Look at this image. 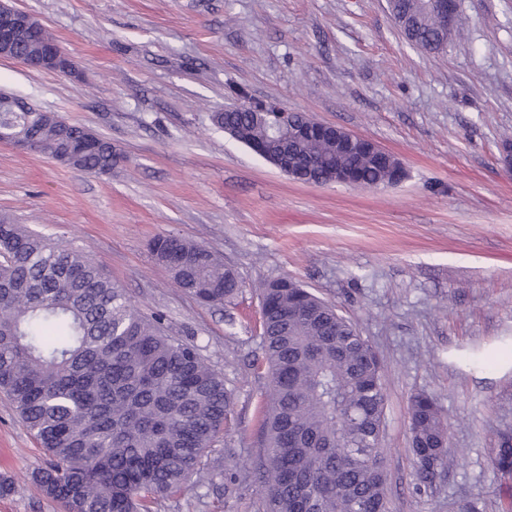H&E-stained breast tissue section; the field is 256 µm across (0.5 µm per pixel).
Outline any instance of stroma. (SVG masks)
Wrapping results in <instances>:
<instances>
[{"instance_id": "stroma-1", "label": "stroma", "mask_w": 512, "mask_h": 512, "mask_svg": "<svg viewBox=\"0 0 512 512\" xmlns=\"http://www.w3.org/2000/svg\"><path fill=\"white\" fill-rule=\"evenodd\" d=\"M466 25L430 56L386 0H15L72 60L64 75L0 58V90L111 141L95 175L0 142V216L73 243L169 335L193 342L233 389L234 420L203 461L261 446L266 380L257 286L288 277L358 326L386 393L391 512H512V473L491 462L512 435V0H458ZM254 101L375 142L408 176L371 190L307 185L211 121ZM204 245L242 289L209 306L178 289L149 249ZM449 424L448 467L419 484L411 397ZM44 450L0 394V512H58L33 478ZM192 482L160 512H263Z\"/></svg>"}]
</instances>
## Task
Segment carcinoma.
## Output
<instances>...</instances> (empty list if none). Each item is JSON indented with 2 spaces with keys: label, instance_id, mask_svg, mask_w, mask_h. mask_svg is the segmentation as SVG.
I'll return each mask as SVG.
<instances>
[{
  "label": "carcinoma",
  "instance_id": "obj_1",
  "mask_svg": "<svg viewBox=\"0 0 512 512\" xmlns=\"http://www.w3.org/2000/svg\"><path fill=\"white\" fill-rule=\"evenodd\" d=\"M425 0L388 6L406 40L431 55L448 41ZM56 45L38 24L10 59H32ZM212 115L239 142L280 153L267 106L251 102ZM4 137L26 132L45 155L93 174L112 172V142L54 112H0ZM293 166L314 164L327 179L339 169L360 188L392 182L397 165L368 141L345 150L312 130L288 147ZM177 288L206 305L240 291L234 271L207 247L174 235L150 243ZM261 347L267 366L263 448L242 461L232 452L213 472L202 458L233 417L232 391L195 345L169 336L85 252L0 218V392L46 452L36 479L64 512H157L189 478L211 482L226 470L261 483L267 512H390L382 446L386 393L380 361L358 328L298 282L258 286ZM410 451L420 483L448 464V422L426 393L410 402ZM492 464L512 473V437L501 436Z\"/></svg>",
  "mask_w": 512,
  "mask_h": 512
}]
</instances>
